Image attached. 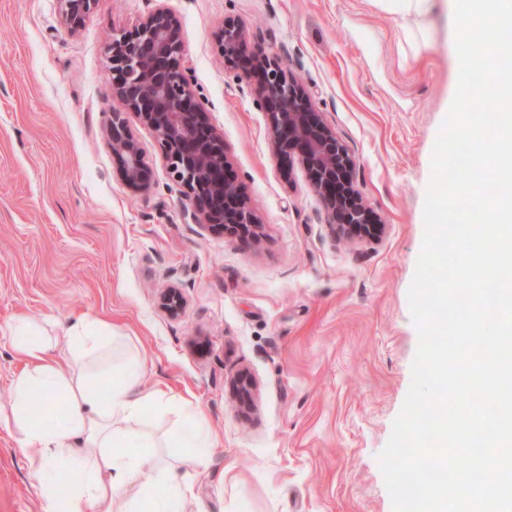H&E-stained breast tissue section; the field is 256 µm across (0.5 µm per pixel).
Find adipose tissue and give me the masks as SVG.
Returning <instances> with one entry per match:
<instances>
[{"mask_svg": "<svg viewBox=\"0 0 512 512\" xmlns=\"http://www.w3.org/2000/svg\"><path fill=\"white\" fill-rule=\"evenodd\" d=\"M8 339L26 361L11 380L10 422L40 479L43 512H194V483L155 465L149 451L180 448L183 464L196 466L210 451L209 435L179 429L161 440L142 416L148 408L173 405L182 420L199 425L205 420L199 407L176 402L162 385L143 386L142 359L101 322L79 319L56 342L21 321ZM103 383L109 387L104 394ZM36 397L43 413L32 409ZM150 466L168 488L163 497H153L141 480ZM73 469L80 481L59 494L56 476Z\"/></svg>", "mask_w": 512, "mask_h": 512, "instance_id": "adipose-tissue-1", "label": "adipose tissue"}]
</instances>
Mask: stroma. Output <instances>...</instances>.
Here are the masks:
<instances>
[{
  "label": "stroma",
  "instance_id": "35a3bbf8",
  "mask_svg": "<svg viewBox=\"0 0 512 512\" xmlns=\"http://www.w3.org/2000/svg\"><path fill=\"white\" fill-rule=\"evenodd\" d=\"M161 5L182 24L195 93L261 221L258 247L193 223L134 118L150 181L120 175L105 135L121 107L108 39ZM454 9L436 0L418 28L381 0H98L73 33L58 0H0V414L25 368L8 326L24 318L59 338L98 319L140 351L144 385L203 409L217 444L197 512H393L378 455L419 344L408 291L457 88ZM227 16L306 85L357 162L379 235L339 239L299 161L272 155L254 80L218 59ZM172 285L175 315L159 300ZM0 512H42L39 479L1 422Z\"/></svg>",
  "mask_w": 512,
  "mask_h": 512
}]
</instances>
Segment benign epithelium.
Here are the masks:
<instances>
[{
    "instance_id": "1",
    "label": "benign epithelium",
    "mask_w": 512,
    "mask_h": 512,
    "mask_svg": "<svg viewBox=\"0 0 512 512\" xmlns=\"http://www.w3.org/2000/svg\"><path fill=\"white\" fill-rule=\"evenodd\" d=\"M58 2L63 24L75 31L97 0ZM214 36L224 70L257 77L254 93L267 115L272 150L288 160L298 156L329 224L344 236L353 228L377 227L373 211L355 187L354 156L316 112L307 88L277 57L253 43L238 20L224 19ZM108 49L112 96L123 111L111 114L106 136L120 162L122 179L138 188L148 181L149 165L127 118L133 114L153 132L170 177L186 189L194 223L258 245L260 221L237 189L223 134L210 123L194 93L179 19L159 6L112 34ZM160 301L173 315L182 306L175 287L166 289Z\"/></svg>"
}]
</instances>
